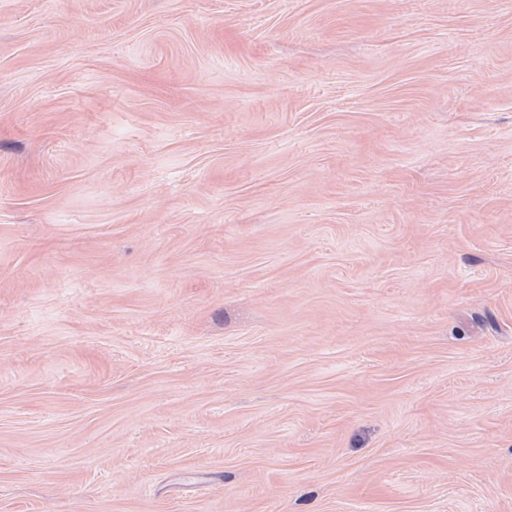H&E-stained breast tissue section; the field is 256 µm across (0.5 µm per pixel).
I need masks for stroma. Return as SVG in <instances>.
Wrapping results in <instances>:
<instances>
[{
    "mask_svg": "<svg viewBox=\"0 0 512 512\" xmlns=\"http://www.w3.org/2000/svg\"><path fill=\"white\" fill-rule=\"evenodd\" d=\"M0 512H512V0H0Z\"/></svg>",
    "mask_w": 512,
    "mask_h": 512,
    "instance_id": "1",
    "label": "stroma"
}]
</instances>
